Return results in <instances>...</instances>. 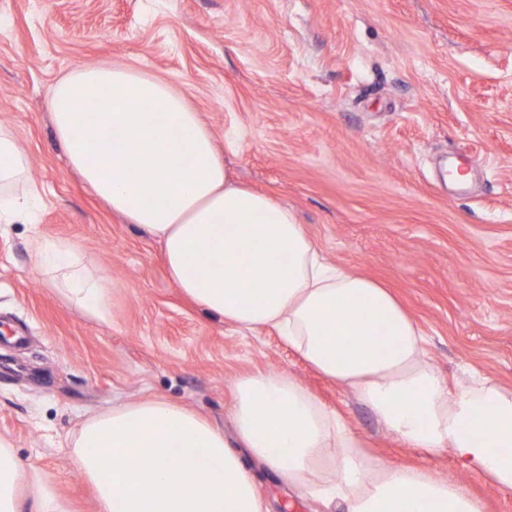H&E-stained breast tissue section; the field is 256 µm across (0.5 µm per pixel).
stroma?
Masks as SVG:
<instances>
[{"label": "stroma", "mask_w": 512, "mask_h": 512, "mask_svg": "<svg viewBox=\"0 0 512 512\" xmlns=\"http://www.w3.org/2000/svg\"><path fill=\"white\" fill-rule=\"evenodd\" d=\"M87 63L168 81L202 115L232 182L292 208L325 261L392 290L451 387L479 370L512 389V0H0V125L39 201L0 222V436L70 512L92 487L61 439L87 416L164 399L230 428L237 379L288 371L396 467L485 506L512 491L449 451L403 447L275 331L207 314L157 242L106 207L57 141L49 94ZM77 243L109 319L34 272L33 235ZM269 512H329L254 468Z\"/></svg>", "instance_id": "1"}]
</instances>
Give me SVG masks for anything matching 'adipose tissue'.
Listing matches in <instances>:
<instances>
[{
  "label": "adipose tissue",
  "mask_w": 512,
  "mask_h": 512,
  "mask_svg": "<svg viewBox=\"0 0 512 512\" xmlns=\"http://www.w3.org/2000/svg\"><path fill=\"white\" fill-rule=\"evenodd\" d=\"M51 120L70 165L113 212L157 241L171 282L207 313L270 327L323 376L368 405L405 446L452 453L512 491V391L473 372L450 391L425 360L424 333L388 288L322 261L294 213L230 181L199 112L166 81L85 66L52 89ZM29 159L0 126V215L20 213ZM35 269L66 302L107 318L108 290L69 242L35 241ZM264 291L256 299V291ZM234 439L167 401L82 421L61 443L97 512H265L254 457L291 486L321 487L339 512H484L423 468L375 466L336 412L288 372L239 379ZM0 512H69L0 436Z\"/></svg>",
  "instance_id": "obj_1"
}]
</instances>
